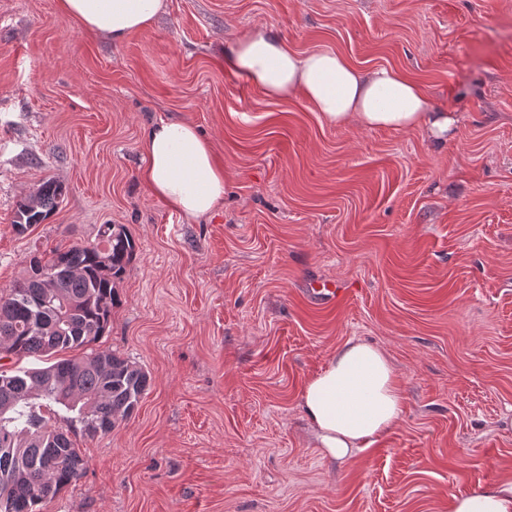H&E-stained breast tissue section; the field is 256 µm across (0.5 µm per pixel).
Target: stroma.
Wrapping results in <instances>:
<instances>
[{
	"label": "stroma",
	"mask_w": 512,
	"mask_h": 512,
	"mask_svg": "<svg viewBox=\"0 0 512 512\" xmlns=\"http://www.w3.org/2000/svg\"><path fill=\"white\" fill-rule=\"evenodd\" d=\"M164 2L115 43L58 0H0V289L33 251L123 225L135 254L95 348L150 376L130 419L76 436L85 473L42 512H448L512 472V0ZM255 26L397 69L458 123L438 143L266 97L224 67ZM161 118L224 166L210 218L139 180ZM48 180L62 203L18 233ZM323 280L339 301L317 303ZM350 339L385 352L405 407L335 462L301 394Z\"/></svg>",
	"instance_id": "obj_1"
}]
</instances>
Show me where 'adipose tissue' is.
<instances>
[{
	"label": "adipose tissue",
	"mask_w": 512,
	"mask_h": 512,
	"mask_svg": "<svg viewBox=\"0 0 512 512\" xmlns=\"http://www.w3.org/2000/svg\"><path fill=\"white\" fill-rule=\"evenodd\" d=\"M162 8V0H59L65 18L115 43L153 24ZM224 66L267 97L303 95L311 111L331 125L417 129L441 141L458 122L454 113L432 110L426 91L395 69L363 71L335 52H299L264 27L228 44ZM140 149V179L168 208L196 221L223 205L224 167L195 125L158 121L146 130ZM301 407L318 447L344 460L400 421L404 396L386 354L349 340L306 383ZM448 512H512V475L449 495Z\"/></svg>",
	"instance_id": "adipose-tissue-1"
}]
</instances>
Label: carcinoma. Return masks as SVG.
Segmentation results:
<instances>
[{
	"label": "carcinoma",
	"instance_id": "1",
	"mask_svg": "<svg viewBox=\"0 0 512 512\" xmlns=\"http://www.w3.org/2000/svg\"><path fill=\"white\" fill-rule=\"evenodd\" d=\"M64 187L44 182L16 213L23 233L42 223L62 202ZM135 253L124 226L103 224L89 244L29 257L25 276L0 289V360L61 358L40 369L0 370V512H41L81 478L85 461L57 420L83 435L127 421L149 384L138 364L91 349L109 328L115 284Z\"/></svg>",
	"mask_w": 512,
	"mask_h": 512
}]
</instances>
